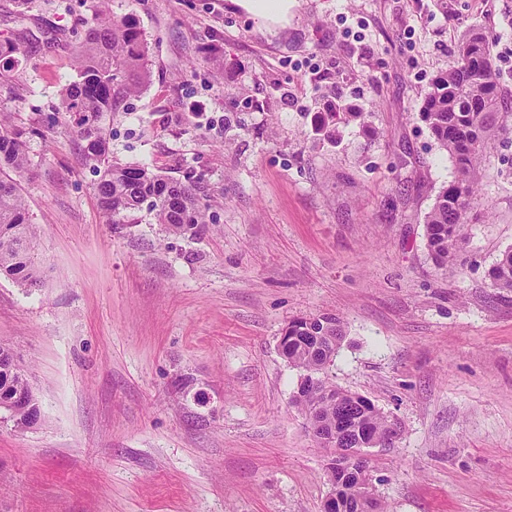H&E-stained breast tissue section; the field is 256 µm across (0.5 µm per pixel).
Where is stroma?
Listing matches in <instances>:
<instances>
[{"instance_id": "35a3bbf8", "label": "stroma", "mask_w": 512, "mask_h": 512, "mask_svg": "<svg viewBox=\"0 0 512 512\" xmlns=\"http://www.w3.org/2000/svg\"><path fill=\"white\" fill-rule=\"evenodd\" d=\"M95 5L0 0V40L29 48L0 114L35 130L41 270L0 278V345L42 412L24 431L0 412V512H321L328 452L278 342L323 313L346 332L329 378L401 424L370 457L388 512H512V292L487 276L512 247V136L448 274L423 220L454 167L419 119L464 33L512 47V0H297L277 36L233 0H109L150 80L100 125L114 157L199 182L209 220L185 235L109 223L60 110ZM337 97L369 118L331 143L314 117Z\"/></svg>"}]
</instances>
